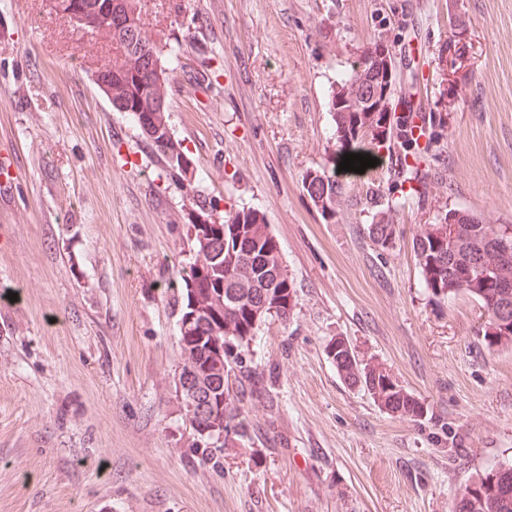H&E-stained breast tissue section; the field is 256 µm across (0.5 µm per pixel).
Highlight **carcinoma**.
Returning a JSON list of instances; mask_svg holds the SVG:
<instances>
[{
  "instance_id": "1",
  "label": "carcinoma",
  "mask_w": 512,
  "mask_h": 512,
  "mask_svg": "<svg viewBox=\"0 0 512 512\" xmlns=\"http://www.w3.org/2000/svg\"><path fill=\"white\" fill-rule=\"evenodd\" d=\"M138 0H87L86 5L96 13L112 16L97 28L99 39L112 44V58L100 70L105 89L123 111L132 115L136 123L145 122L156 129L170 128L167 107V68L161 60L160 40L144 31L136 22L133 40H125L128 15L137 10ZM377 72L373 66L360 68L350 65L344 78L329 93L328 107L336 127L338 153L333 164H340L346 153H357L352 145L365 141L358 131L390 119L388 141L385 144L369 140L373 148L387 149L395 184L415 180L421 188L415 190L418 198L428 193V173H419L420 165L434 158L432 148L443 133L444 123L437 112H418L404 96L390 98L383 107L388 112H348L344 104H352L365 96H372ZM407 108L397 111L398 106ZM152 147L163 158L166 166L171 159L184 152L182 143L168 139ZM303 187L323 211L332 212L341 197L343 187L336 178L321 172L308 173ZM456 217L448 220V215ZM221 226L226 233L241 236V248L232 254L224 251V238L217 231L206 240L189 238L191 250L204 254L201 267L190 265L180 274L184 284L182 313L190 312L193 302L203 310L195 323L179 332V343L185 364L195 370L193 382L202 385L210 400L201 423L207 427L223 424L224 418L235 421L234 434L238 439L249 438L246 419L239 418L235 401L237 393L224 392V359L208 349L211 338L233 343L241 349L249 347L255 327L246 310H257L263 294H276L280 288H293L283 266L281 253L274 248L276 237L269 229L264 215L256 210L242 209L224 212ZM374 244L386 248L395 234L394 225L384 219L368 226ZM512 250V224H476L468 214L446 209L437 212L434 220L413 242L414 253L426 287H454L442 295L467 293L482 302L493 313L509 320L507 332L497 336L495 345L512 346V295L494 299L485 288V278L512 284V255L504 256L501 247ZM232 288L237 293V304L229 307L220 287ZM336 370L351 384L370 387V393L387 411L402 417L423 415L421 403L407 392L389 371L379 363L364 362L346 350L337 351L333 358ZM489 471L476 474L460 491L454 512H512V497L501 499L489 490Z\"/></svg>"
}]
</instances>
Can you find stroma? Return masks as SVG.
Listing matches in <instances>:
<instances>
[{"label": "stroma", "instance_id": "obj_1", "mask_svg": "<svg viewBox=\"0 0 512 512\" xmlns=\"http://www.w3.org/2000/svg\"><path fill=\"white\" fill-rule=\"evenodd\" d=\"M167 61L174 137L198 191L92 79L107 46L54 0H0V512H453L476 473L512 461V347L484 309L426 288L413 250L436 211L512 224V0H140ZM466 82L427 203L388 210L390 160L338 172L322 214L303 188L337 147L328 91L381 27L404 37L397 94L435 109L450 14ZM265 215L295 289L236 374L249 442L192 449L175 392L179 272L191 224ZM388 212L395 238L367 227ZM16 300H9V293ZM424 408L378 406L327 356L336 338Z\"/></svg>", "mask_w": 512, "mask_h": 512}]
</instances>
